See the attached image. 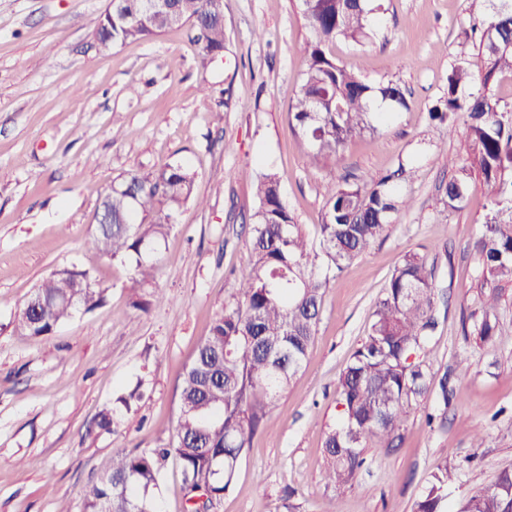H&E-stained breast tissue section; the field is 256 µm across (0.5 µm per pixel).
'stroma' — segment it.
<instances>
[{"label": "stroma", "instance_id": "35a3bbf8", "mask_svg": "<svg viewBox=\"0 0 512 512\" xmlns=\"http://www.w3.org/2000/svg\"><path fill=\"white\" fill-rule=\"evenodd\" d=\"M381 25L362 45L328 55L371 84L398 83L407 105L349 141L339 161L310 166L289 106L303 79L309 31L298 0H224V54L204 56L186 29L110 49L95 32L107 0H0V512H82L81 491L114 450L172 443L177 383L214 316L237 300L251 258L254 180L274 171L308 238L325 219L332 182L356 183L405 165L411 199L386 235L329 277L301 371L281 393L211 512H413L439 461L453 470L444 512L512 469V284L498 290L495 338L474 326L484 297L472 250L487 214L478 170L461 209L442 205L464 155L430 112L451 68L476 62L470 36L480 0H371ZM181 163L196 174L155 257L167 301L132 307L134 263L87 245L101 197L131 171ZM409 252L435 268L437 328L425 358L447 377L449 403L408 410L399 447L370 441L351 487L327 484L324 440L339 422L340 378L366 336L374 305ZM89 270L105 303L47 339L13 333L36 283L69 266ZM132 410L116 399L134 386ZM113 409V432L96 417ZM433 421H426V413Z\"/></svg>", "mask_w": 512, "mask_h": 512}]
</instances>
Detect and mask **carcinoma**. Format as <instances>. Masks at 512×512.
Listing matches in <instances>:
<instances>
[{"mask_svg": "<svg viewBox=\"0 0 512 512\" xmlns=\"http://www.w3.org/2000/svg\"><path fill=\"white\" fill-rule=\"evenodd\" d=\"M492 15L478 37L480 66L473 72L458 65L448 73V91L431 111L432 120L455 130L458 114L466 117V156L453 158L461 171L476 169L496 207L472 248L482 262L481 287L493 291L476 328L477 340L489 341L497 322L491 310L500 284L512 282V105L492 94H463L479 75L487 87L498 75L512 73V0H490ZM177 15L154 11L146 0H122L112 20L100 18L101 43L118 46L187 27L190 38L207 55L224 50V9L209 0H177ZM310 32L300 91L289 114L300 134L311 166L335 161L348 141L374 133L388 113L372 107V96L406 106L401 88L388 82L373 88L324 51L338 39L363 44L374 34L368 0H300ZM404 167L360 184H331L326 219L319 225V247L310 244L281 198V176L257 177L258 207L251 225L252 260L238 275L240 300L212 321L192 361L179 377L180 413L176 442L140 453L117 450L106 459L96 480L83 490L82 512H159L156 497L165 462L180 466L187 509L194 498L206 504L224 497L244 448L266 426L279 393L288 389L307 357L327 288L320 263L342 272L387 231L393 216L410 207L400 195L396 177ZM196 175L172 164L154 172H131L101 198L98 210L108 223L97 224L89 246L113 260L135 259L134 283L143 288L155 279L156 262L147 257L175 224L180 207L195 198ZM469 193L464 178L448 182L445 208H457ZM435 269L419 253H407L376 301L368 335L353 353L340 380L341 422L326 435V478L335 488L354 481L363 466L368 439L394 443L401 438L407 409L419 405L437 385L448 403L447 378L435 380L422 367L437 321L433 315ZM105 302L104 292L87 270L52 272L36 285L28 303L12 322L19 336L47 337L79 310ZM451 472L439 462L430 475L416 512H441ZM512 505V470L501 471L494 484L472 495L462 512H507Z\"/></svg>", "mask_w": 512, "mask_h": 512, "instance_id": "1", "label": "carcinoma"}]
</instances>
